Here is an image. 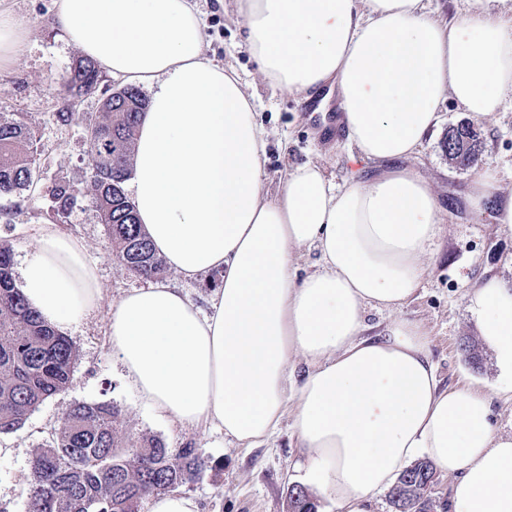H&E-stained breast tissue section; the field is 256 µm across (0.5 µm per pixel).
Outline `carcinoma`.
<instances>
[{
  "mask_svg": "<svg viewBox=\"0 0 512 512\" xmlns=\"http://www.w3.org/2000/svg\"><path fill=\"white\" fill-rule=\"evenodd\" d=\"M99 68L76 59L62 91L80 97L97 86ZM148 100L131 86L113 90L101 112H58L62 127H84L92 166L86 187L105 225L112 252L131 272L152 279L165 260L137 224L133 200L124 184L133 173L140 114ZM448 162L459 169L475 165L482 141L468 123L448 127L443 142ZM36 148L31 129L12 113H0V198L15 197L0 209V223L21 212L24 193L35 191ZM77 189L65 180L50 190L51 211L67 215L78 203ZM78 359L62 332L44 323L27 303L13 275L12 251L0 240V435L17 432L42 404L69 388ZM121 410L107 401L79 402L58 421L50 441L38 447L31 462L26 512H139L142 500L199 479L208 462L194 448L172 452L156 436L123 439L117 422ZM436 472L427 460L408 467L389 492L395 512H431L428 492ZM289 512H317L305 488L294 485Z\"/></svg>",
  "mask_w": 512,
  "mask_h": 512,
  "instance_id": "1",
  "label": "carcinoma"
}]
</instances>
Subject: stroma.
I'll return each mask as SVG.
<instances>
[{
    "mask_svg": "<svg viewBox=\"0 0 512 512\" xmlns=\"http://www.w3.org/2000/svg\"><path fill=\"white\" fill-rule=\"evenodd\" d=\"M196 3L209 36V56L217 64H233L254 97L256 118L266 131L270 191H277L287 169L309 162L335 183L349 178L357 165L351 159L356 148L347 135L325 138L311 117L310 105L259 77L245 46L237 0ZM0 10L13 14L29 32L12 64L0 69V113H18L32 129L39 171L33 197L13 223L0 224V238L10 242L18 265L31 253L41 225L54 224L82 238L97 264L103 294L94 314L67 332L79 352L70 388L41 405L21 430L0 436V512H25L30 462L38 446L72 405L94 400H109L120 408V436L154 435L167 448H194L209 460L211 467L200 479L179 488L198 501L201 512H288V489L296 484L297 464L303 459L291 416H284L266 441L243 448L223 431L186 428L148 409L126 378L106 334L109 304L132 289L148 287L149 282L112 258L105 227L89 197L80 196L74 211L61 218L51 213L49 201L56 180L81 189L91 176L83 128L59 127L56 113L72 107L80 113L99 112L106 90L118 88L119 83L102 74L96 92L71 103L59 86L80 51L56 24L55 0H0ZM467 121L477 130L483 151L475 167L461 170L449 164L442 142L449 126ZM407 165L430 180L443 212L440 234L426 257L428 274L402 314L426 330L441 387L500 386L491 422L499 433L511 434L512 391L504 387L493 352L480 343L465 294L490 276L512 283V231L500 229L492 210H476L466 202L472 179L486 171L496 177L501 189L512 190V103H504L480 121L472 120L453 102L444 103L438 127ZM471 340L480 344L474 359L461 349Z\"/></svg>",
    "mask_w": 512,
    "mask_h": 512,
    "instance_id": "obj_1",
    "label": "stroma"
}]
</instances>
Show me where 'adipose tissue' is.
Segmentation results:
<instances>
[{
    "label": "adipose tissue",
    "instance_id": "obj_1",
    "mask_svg": "<svg viewBox=\"0 0 512 512\" xmlns=\"http://www.w3.org/2000/svg\"><path fill=\"white\" fill-rule=\"evenodd\" d=\"M258 72L289 95L334 92L347 137L377 173L330 182L289 171L277 194L265 142L233 66L207 54L191 0H59L70 42L115 78L153 86L140 116L133 201L156 252L183 278L221 275L208 309L156 284L111 303L107 334L145 405L251 447L292 413L304 483L336 512H373L417 455L452 476L450 512H512V434L491 397L444 389L429 339L399 311L427 272L441 205L403 160L452 99L479 118L512 97V25L475 0L435 16L424 0H239ZM469 202L512 230V192L478 176ZM317 268L300 273L304 251ZM29 305L58 330L99 306L82 240L45 224L21 272ZM498 366L512 377V284L467 297ZM394 316L365 333L366 308ZM304 358L308 372L292 364Z\"/></svg>",
    "mask_w": 512,
    "mask_h": 512
}]
</instances>
